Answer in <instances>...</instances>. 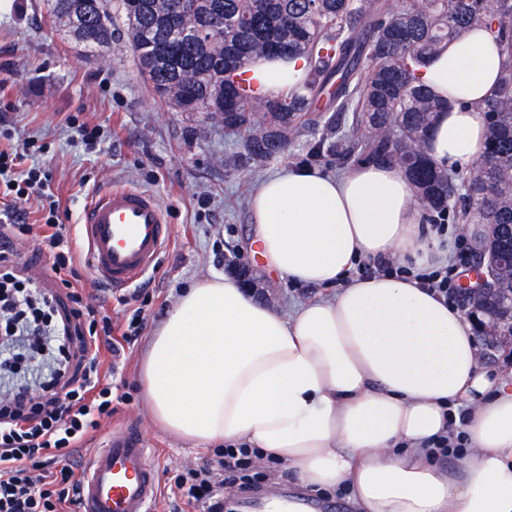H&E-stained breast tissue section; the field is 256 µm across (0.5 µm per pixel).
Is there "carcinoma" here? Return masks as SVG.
Masks as SVG:
<instances>
[{
    "label": "carcinoma",
    "mask_w": 512,
    "mask_h": 512,
    "mask_svg": "<svg viewBox=\"0 0 512 512\" xmlns=\"http://www.w3.org/2000/svg\"><path fill=\"white\" fill-rule=\"evenodd\" d=\"M47 16L63 24L76 11L88 49L112 43V26L97 24L112 12L110 0H53ZM174 0H121L130 40L132 21L152 38L138 42L136 66L153 90L177 112L224 118L242 133L240 148L224 161L239 174L285 157L299 131L313 136V160L388 162L414 187L429 224L461 217L474 224L512 227V0H189L181 17L187 35L163 23ZM222 33L210 30L213 15ZM490 32L506 57L494 94L477 106L487 131L486 159L465 167H436L425 150L434 114L448 107L419 72L444 44L470 29ZM278 52L308 62L303 90L276 98L258 93L244 78L251 63ZM355 116L364 140L339 135L340 117Z\"/></svg>",
    "instance_id": "cac0c4a2"
}]
</instances>
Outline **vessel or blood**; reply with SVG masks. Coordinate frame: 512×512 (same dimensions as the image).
<instances>
[{"label": "vessel or blood", "mask_w": 512, "mask_h": 512, "mask_svg": "<svg viewBox=\"0 0 512 512\" xmlns=\"http://www.w3.org/2000/svg\"><path fill=\"white\" fill-rule=\"evenodd\" d=\"M81 228L92 278L115 290L152 269L171 237L158 199L133 187L111 188L95 198ZM81 482V512H149L159 485L141 430L112 431L85 460Z\"/></svg>", "instance_id": "b4317fda"}]
</instances>
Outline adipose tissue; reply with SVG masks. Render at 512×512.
<instances>
[{
  "mask_svg": "<svg viewBox=\"0 0 512 512\" xmlns=\"http://www.w3.org/2000/svg\"><path fill=\"white\" fill-rule=\"evenodd\" d=\"M504 66L495 39L472 30L422 69L451 104L426 140L434 165L482 158L475 106ZM306 75L300 57L246 70L270 97ZM250 213L265 272L321 292L283 315L235 277L193 283L146 347L152 418L197 445L258 449L308 493L348 489L354 512H512V369L487 367L464 312L418 280L352 275L361 260L452 258V244L424 229L402 170L287 167L259 182ZM445 433L465 442L447 465L430 450Z\"/></svg>",
  "mask_w": 512,
  "mask_h": 512,
  "instance_id": "1",
  "label": "adipose tissue"
}]
</instances>
